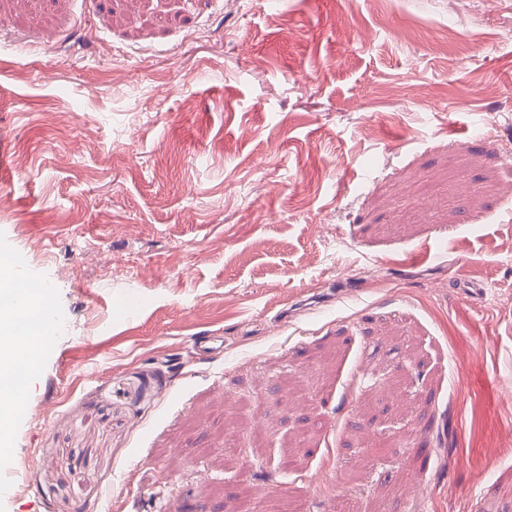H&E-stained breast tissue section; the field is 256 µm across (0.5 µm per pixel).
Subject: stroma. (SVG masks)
I'll return each instance as SVG.
<instances>
[{
  "mask_svg": "<svg viewBox=\"0 0 512 512\" xmlns=\"http://www.w3.org/2000/svg\"><path fill=\"white\" fill-rule=\"evenodd\" d=\"M506 154L512 0H0V512H512ZM27 283L30 288H23ZM47 288L23 277L13 259L0 254V447L12 436L15 400L30 365L38 358L50 318L36 310ZM3 445V446H2Z\"/></svg>",
  "mask_w": 512,
  "mask_h": 512,
  "instance_id": "obj_1",
  "label": "stroma"
}]
</instances>
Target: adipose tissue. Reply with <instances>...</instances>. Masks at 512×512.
I'll return each mask as SVG.
<instances>
[{"label": "adipose tissue", "mask_w": 512, "mask_h": 512, "mask_svg": "<svg viewBox=\"0 0 512 512\" xmlns=\"http://www.w3.org/2000/svg\"><path fill=\"white\" fill-rule=\"evenodd\" d=\"M46 296V288L25 280L13 259L0 254V446L12 436L15 400L50 328L38 310Z\"/></svg>", "instance_id": "obj_1"}]
</instances>
